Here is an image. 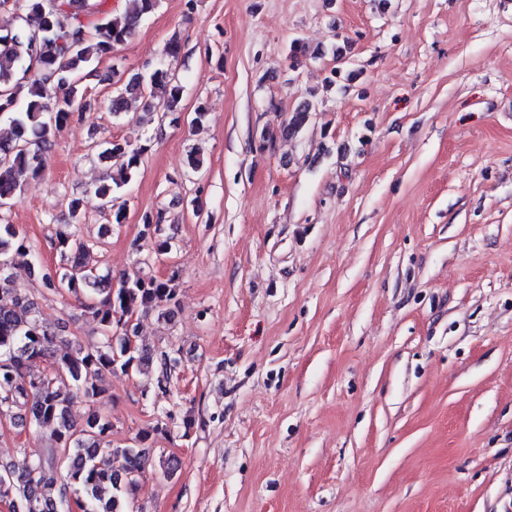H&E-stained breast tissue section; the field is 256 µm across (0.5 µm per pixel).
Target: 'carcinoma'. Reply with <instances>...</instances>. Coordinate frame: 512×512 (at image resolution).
Returning a JSON list of instances; mask_svg holds the SVG:
<instances>
[{
    "label": "carcinoma",
    "mask_w": 512,
    "mask_h": 512,
    "mask_svg": "<svg viewBox=\"0 0 512 512\" xmlns=\"http://www.w3.org/2000/svg\"><path fill=\"white\" fill-rule=\"evenodd\" d=\"M105 2L0 0V8L12 4L22 21L0 32V123L8 124L0 128V204L18 203L27 182L42 175L44 153L81 111L82 80L93 75V63L132 38L160 0H131L124 14L113 18ZM144 93L146 110L159 104L166 114L180 112L182 85L169 69L156 67L122 84L112 97V116L126 110L127 98ZM312 110L311 102L296 109L280 136H297ZM111 154L125 156L126 163L92 192L103 210L112 206L114 189L135 176L143 150L115 140L99 157ZM90 200H71L74 222L85 215ZM162 223L161 212H145L143 235H159ZM56 248L65 264L53 270L32 263L30 275L49 290L80 297L100 326L102 343L85 349L40 324L33 299L10 287L9 270L17 257L30 253V244L19 227L0 221V413L32 429L49 430L51 441L26 456L21 468L1 463L0 483L12 490V512H60L72 495L83 512H144L135 498L139 477L151 464V434L123 448L112 445V421L95 407L104 394L98 380L117 371H152L157 386L167 387L179 358L139 344L138 324L129 321L138 312L156 311L163 319L173 315L177 286L171 278L150 276L112 287L107 277L79 261L90 244L76 232L58 234ZM43 359L48 368L31 372V363ZM78 396L90 403L80 425L70 417Z\"/></svg>",
    "instance_id": "1"
}]
</instances>
